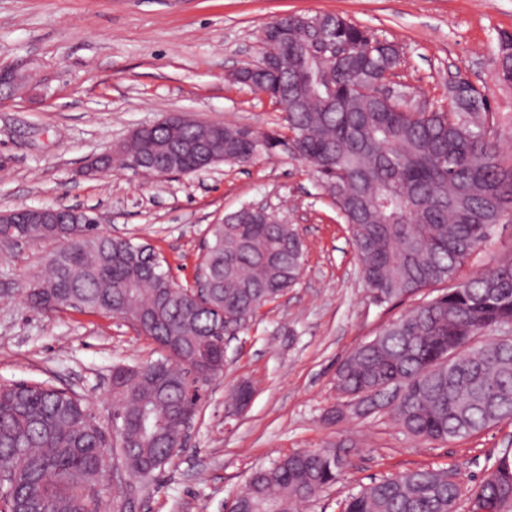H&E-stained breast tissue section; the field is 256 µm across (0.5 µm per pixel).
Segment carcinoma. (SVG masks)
Instances as JSON below:
<instances>
[{
	"instance_id": "carcinoma-1",
	"label": "carcinoma",
	"mask_w": 512,
	"mask_h": 512,
	"mask_svg": "<svg viewBox=\"0 0 512 512\" xmlns=\"http://www.w3.org/2000/svg\"><path fill=\"white\" fill-rule=\"evenodd\" d=\"M341 48L334 60L311 57L321 29ZM278 33L281 71L257 86L287 114L286 131L224 127V162L248 163L279 148L312 170L347 224L362 279L380 304L402 303L432 286L451 287L386 324L336 371V390L360 416L390 406L408 434L445 443L512 421V339L482 340L512 326V260L467 279L460 267L512 222V153L497 140L510 119L484 86L458 72L462 98L411 111L404 89L376 98L401 65L402 47L334 13L293 14L269 23ZM495 83L512 91V33L497 35ZM207 128L184 120V148ZM169 130L126 139V154L159 158L141 170L193 169L190 156L168 158ZM203 265L208 290L173 282L152 248L110 237L98 224H0V241L53 239L60 248L24 288L46 310L74 302L142 328L162 349L143 365L112 369V414L100 424L77 393L46 383H0V512H101L102 458L148 483L182 450L181 419L195 416L224 370L223 336L246 331L260 309L294 286L304 244L291 224L268 211L240 208L211 225ZM349 466L334 447L301 450L255 470L235 496L237 512H293ZM512 512V454L504 452L471 488L454 469L414 468L348 496L344 512Z\"/></svg>"
}]
</instances>
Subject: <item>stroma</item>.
Here are the masks:
<instances>
[{
	"mask_svg": "<svg viewBox=\"0 0 512 512\" xmlns=\"http://www.w3.org/2000/svg\"><path fill=\"white\" fill-rule=\"evenodd\" d=\"M324 12L397 42L404 62L392 81L422 109L447 104L448 80L459 71L493 87L497 33L512 31V0H0V66L22 78L0 91V210L94 213L104 229L149 244L183 286L204 262L211 225L242 206L267 207L304 243L298 283L230 343L184 450L150 484L129 478L107 490L110 498L131 492L132 512H224L255 469L330 443L350 466L296 512H343L345 499L372 480L416 467L457 469L470 487L512 448V422L428 444L387 412L348 414L338 365L408 307L372 299L346 224L292 153L170 176L82 174L91 157L174 112L282 129L285 113L228 75L259 60L267 23ZM58 247L46 239L0 244V382L73 390L107 425L113 366L157 359L159 350L122 319L30 307L22 289ZM509 259L512 223H504L461 274ZM242 384L254 395L241 409L232 394ZM334 408L343 416L331 422Z\"/></svg>",
	"mask_w": 512,
	"mask_h": 512,
	"instance_id": "35a3bbf8",
	"label": "stroma"
}]
</instances>
